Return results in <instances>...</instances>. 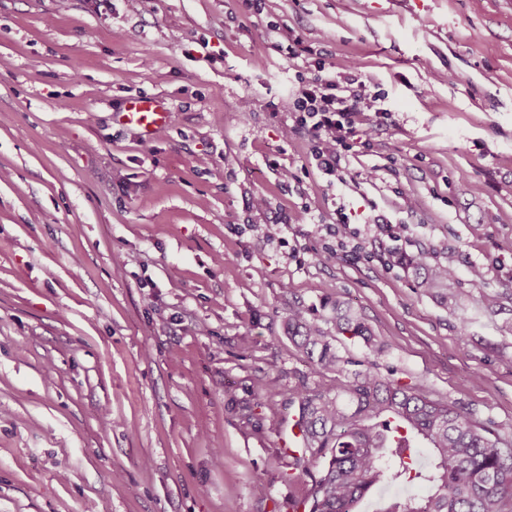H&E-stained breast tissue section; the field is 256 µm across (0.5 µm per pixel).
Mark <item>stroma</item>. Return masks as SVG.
I'll list each match as a JSON object with an SVG mask.
<instances>
[{
	"label": "stroma",
	"instance_id": "obj_1",
	"mask_svg": "<svg viewBox=\"0 0 512 512\" xmlns=\"http://www.w3.org/2000/svg\"><path fill=\"white\" fill-rule=\"evenodd\" d=\"M353 66L384 109L342 181L292 107ZM132 95L170 123L124 124ZM420 252L454 254V307ZM296 306L512 440V0H0V512H291L292 398L347 381L289 339ZM336 329L340 333H348L353 337H361L366 346L371 347V339L364 322L350 311H342L336 304Z\"/></svg>",
	"mask_w": 512,
	"mask_h": 512
}]
</instances>
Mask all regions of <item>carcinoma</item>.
I'll return each instance as SVG.
<instances>
[{"label": "carcinoma", "mask_w": 512, "mask_h": 512, "mask_svg": "<svg viewBox=\"0 0 512 512\" xmlns=\"http://www.w3.org/2000/svg\"><path fill=\"white\" fill-rule=\"evenodd\" d=\"M413 265L423 271V287L445 302L456 298L448 287L452 262L416 258ZM336 329L371 344L364 322L339 307ZM288 337L321 371L355 366L342 393L298 395L303 450L295 466L313 481L302 500L308 512H361L373 488L413 483L425 487L424 495L385 501L377 512H512V441L500 443L490 425L430 399L421 387L398 385L373 363L343 358L304 308L288 316ZM420 441L430 448L422 466Z\"/></svg>", "instance_id": "cac0c4a2"}]
</instances>
